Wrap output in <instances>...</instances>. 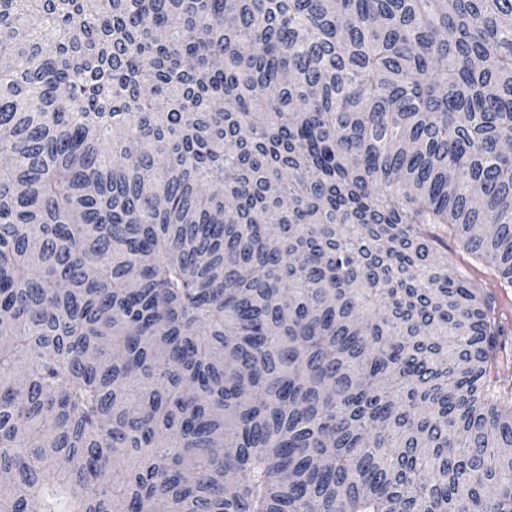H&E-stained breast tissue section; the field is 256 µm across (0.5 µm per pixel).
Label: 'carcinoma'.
I'll return each instance as SVG.
<instances>
[{"label": "carcinoma", "mask_w": 512, "mask_h": 512, "mask_svg": "<svg viewBox=\"0 0 512 512\" xmlns=\"http://www.w3.org/2000/svg\"><path fill=\"white\" fill-rule=\"evenodd\" d=\"M512 0H0V512H512ZM442 241H431V247L440 256H447L448 262L464 278L477 288H498L499 278L482 261L468 255L454 235L443 234L437 228L432 229Z\"/></svg>", "instance_id": "cac0c4a2"}]
</instances>
